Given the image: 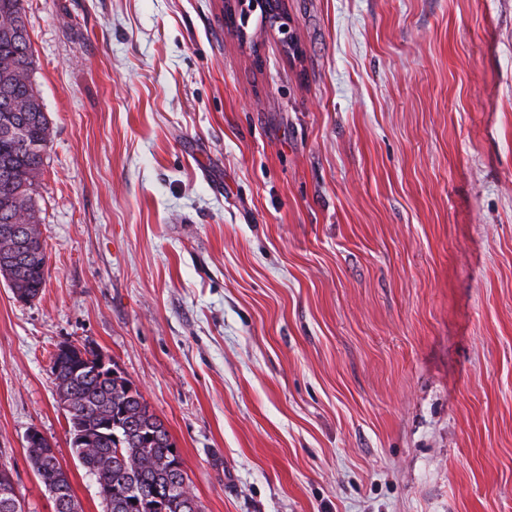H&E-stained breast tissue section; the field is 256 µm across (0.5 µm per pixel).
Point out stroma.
<instances>
[{
  "label": "stroma",
  "mask_w": 512,
  "mask_h": 512,
  "mask_svg": "<svg viewBox=\"0 0 512 512\" xmlns=\"http://www.w3.org/2000/svg\"><path fill=\"white\" fill-rule=\"evenodd\" d=\"M26 0L46 283L0 280V465L82 512L51 356L92 343L203 512H512V0ZM235 2V4H232ZM247 8L260 7L266 19L272 23H282L281 29L286 30L288 26V16L283 11V0H229L227 18L233 23L236 12L239 7L241 11ZM26 448L32 470L45 489L49 493L54 488L62 490V496L68 497L73 502L75 510L62 511L55 508L54 505V512H81V506L72 491L68 473L59 462L51 445L45 443L36 447L27 442ZM50 494L53 498L57 497L55 491Z\"/></svg>",
  "instance_id": "35a3bbf8"
}]
</instances>
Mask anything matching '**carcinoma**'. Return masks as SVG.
<instances>
[{
	"mask_svg": "<svg viewBox=\"0 0 512 512\" xmlns=\"http://www.w3.org/2000/svg\"><path fill=\"white\" fill-rule=\"evenodd\" d=\"M0 228L21 241L36 234L37 257L10 265L4 278L13 294L36 298L45 285L47 254L40 230L39 179L47 158L51 127L42 98L32 81L34 58L27 29L25 0H0ZM51 370L56 394L70 395L75 413L68 415V433L83 438L72 450L91 475L105 503V512H202L192 494L183 462L163 421L151 412L140 390L112 365L108 380L80 367L77 352L54 353ZM30 465L46 490L58 489L81 506L67 471L51 445L27 446Z\"/></svg>",
	"mask_w": 512,
	"mask_h": 512,
	"instance_id": "cac0c4a2",
	"label": "carcinoma"
}]
</instances>
